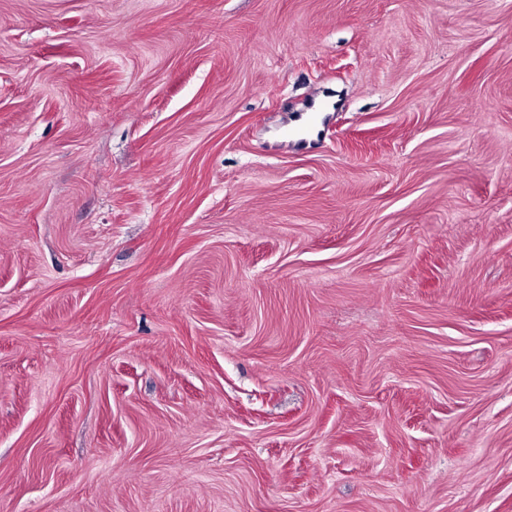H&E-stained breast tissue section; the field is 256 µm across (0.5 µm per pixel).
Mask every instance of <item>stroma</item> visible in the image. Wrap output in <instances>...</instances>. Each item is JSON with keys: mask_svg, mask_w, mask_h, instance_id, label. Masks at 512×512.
Segmentation results:
<instances>
[{"mask_svg": "<svg viewBox=\"0 0 512 512\" xmlns=\"http://www.w3.org/2000/svg\"><path fill=\"white\" fill-rule=\"evenodd\" d=\"M0 512H512V0H0Z\"/></svg>", "mask_w": 512, "mask_h": 512, "instance_id": "1", "label": "stroma"}]
</instances>
